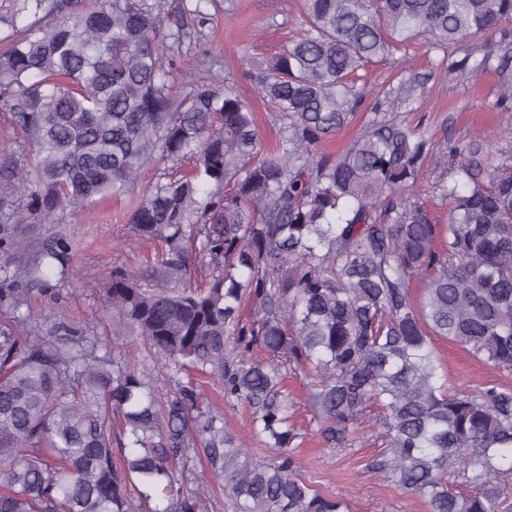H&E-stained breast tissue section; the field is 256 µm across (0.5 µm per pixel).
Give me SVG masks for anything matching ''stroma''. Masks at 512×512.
<instances>
[{
    "label": "stroma",
    "instance_id": "obj_1",
    "mask_svg": "<svg viewBox=\"0 0 512 512\" xmlns=\"http://www.w3.org/2000/svg\"><path fill=\"white\" fill-rule=\"evenodd\" d=\"M302 12L303 0H215L206 20L194 25L192 50L204 62L202 83L217 89L234 87L253 102L262 143L268 149L278 142L280 123L260 102L257 77L281 45L300 34ZM435 60L424 42L415 41L388 61L368 65V81L390 95L382 112L420 126L437 154L448 141L475 137L512 155V105H501L497 76L484 72L464 86L456 74L436 67ZM405 79L415 85L414 95L403 92L400 83ZM159 174V168H148L125 195L95 203L85 212H67L57 224L21 218L29 247L17 255L0 251V265L35 263L46 244L64 238L71 246L68 280L51 273V290L32 288L29 298L37 309L60 313L83 335L149 364L152 386L164 393L173 389V381L164 369L151 366V350L114 316L106 296L115 269L141 272L156 264L159 245L137 239L130 216ZM431 342L451 390L473 391L493 381L512 387V373L476 361L446 338L435 336ZM303 385L300 375L288 381V394L297 400L294 419L303 433L295 450L303 476L323 495L344 499L350 512H429L424 499L369 471L378 452L373 442L353 450L328 447L318 433L315 410L305 399ZM206 394L213 405L223 408L227 432L244 439L255 459L269 460L271 449L249 434L248 408L226 404L216 383H207Z\"/></svg>",
    "mask_w": 512,
    "mask_h": 512
}]
</instances>
